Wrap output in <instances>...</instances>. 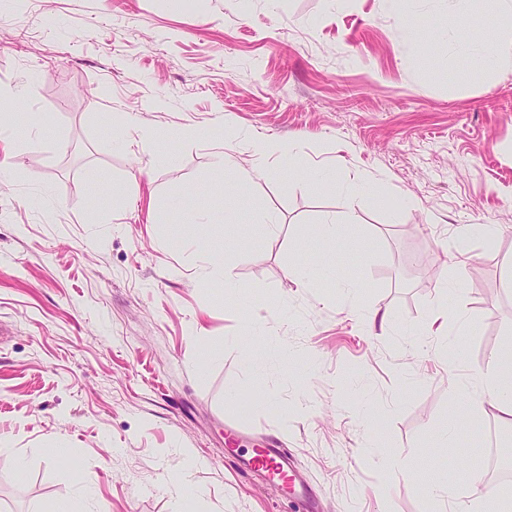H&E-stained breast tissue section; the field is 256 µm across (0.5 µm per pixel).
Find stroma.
<instances>
[{"mask_svg": "<svg viewBox=\"0 0 512 512\" xmlns=\"http://www.w3.org/2000/svg\"><path fill=\"white\" fill-rule=\"evenodd\" d=\"M477 28L499 67L449 49L445 31ZM1 111L34 125L0 139V512H302L238 467L270 439L319 512H434L429 479L457 507L467 475L436 436L463 405L452 379L480 402L471 459L512 458L473 377L512 340V26L491 4L0 0ZM258 138L297 153L238 192L219 158L250 163ZM356 172L370 190L352 199ZM352 205L356 250H323L315 225ZM204 256L230 259L233 289ZM458 276L462 318L431 322Z\"/></svg>", "mask_w": 512, "mask_h": 512, "instance_id": "stroma-1", "label": "stroma"}]
</instances>
